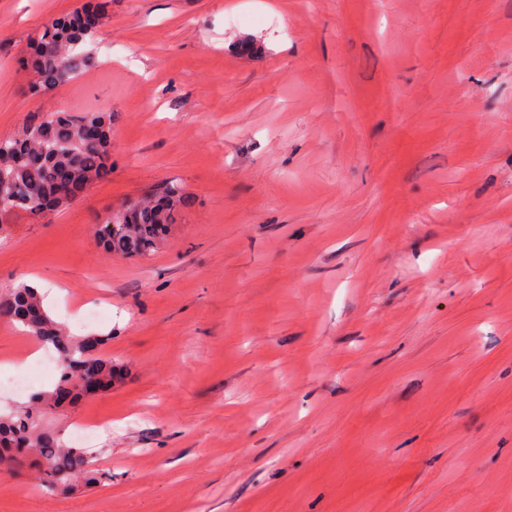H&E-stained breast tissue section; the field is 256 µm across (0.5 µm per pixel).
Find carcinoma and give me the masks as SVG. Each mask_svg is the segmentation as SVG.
I'll return each mask as SVG.
<instances>
[{
    "label": "carcinoma",
    "instance_id": "1",
    "mask_svg": "<svg viewBox=\"0 0 512 512\" xmlns=\"http://www.w3.org/2000/svg\"><path fill=\"white\" fill-rule=\"evenodd\" d=\"M92 12L84 8L46 25L36 40L32 65L40 75L38 90L53 89L76 75L90 60L74 48L92 39L94 29L86 25ZM92 14L101 17L100 11ZM90 124L97 135L85 138L82 127ZM112 115L90 112L74 116L67 112L33 118L22 131L0 139V211L9 209L11 199L29 200L25 207L35 216L45 215L39 201L53 197L58 179L65 174L75 178V188L102 180L112 171ZM185 201L178 183L160 187L154 199L129 206L105 219L96 228L102 246L110 253L125 257L149 256L155 251L167 226ZM0 318L24 326L31 335L49 343L60 355L57 382L71 385L72 398L86 395V386L99 390L112 386L117 367L100 356L88 367L84 342L101 337L75 338L45 310L41 299L25 285L0 295ZM56 389L31 395V404L0 416V473L20 476L23 472L38 474V486L49 492L58 484L72 487L83 481L98 482L88 453L76 446L63 445L55 432L41 424L43 409L59 406L52 395Z\"/></svg>",
    "mask_w": 512,
    "mask_h": 512
}]
</instances>
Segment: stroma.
Returning <instances> with one entry per match:
<instances>
[{"label": "stroma", "instance_id": "obj_1", "mask_svg": "<svg viewBox=\"0 0 512 512\" xmlns=\"http://www.w3.org/2000/svg\"><path fill=\"white\" fill-rule=\"evenodd\" d=\"M86 0H0V139L112 115V171L0 211V293L102 337L100 483L0 475V512H512V0H111L33 98V37ZM158 249H102L167 182Z\"/></svg>", "mask_w": 512, "mask_h": 512}]
</instances>
